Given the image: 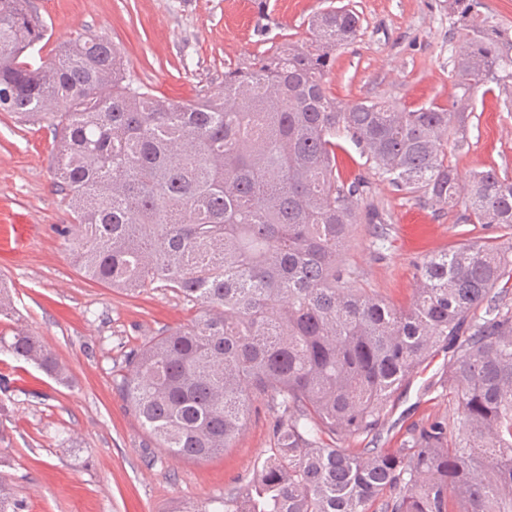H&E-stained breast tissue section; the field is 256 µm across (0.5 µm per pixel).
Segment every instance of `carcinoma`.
<instances>
[{"mask_svg":"<svg viewBox=\"0 0 512 512\" xmlns=\"http://www.w3.org/2000/svg\"><path fill=\"white\" fill-rule=\"evenodd\" d=\"M455 93L408 110L345 103L326 78L356 39L347 6L317 12L306 46L224 70V87L172 101L126 80L120 47L79 35L49 60L32 0H0V112L47 120L54 185L73 223L63 244L84 274L135 292L156 284L202 314L146 342L120 369L141 425L168 453L202 461L232 447L250 403L284 420L244 486L190 512H512V247L468 240L428 260L400 308L354 286L343 263L363 186L336 178L351 140L400 192L458 204L448 159L486 80L512 83V35L487 29L473 0ZM461 220L512 227V176L473 173ZM0 347L64 383L56 355L16 328ZM448 350L455 423L437 418L403 447L340 444L380 427L393 394ZM0 512H17L0 474Z\"/></svg>","mask_w":512,"mask_h":512,"instance_id":"cac0c4a2","label":"carcinoma"}]
</instances>
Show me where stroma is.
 <instances>
[{"label": "stroma", "instance_id": "35a3bbf8", "mask_svg": "<svg viewBox=\"0 0 512 512\" xmlns=\"http://www.w3.org/2000/svg\"><path fill=\"white\" fill-rule=\"evenodd\" d=\"M47 27V48L84 32L122 49L128 79L155 96L182 100L224 84V70L291 43L308 44L310 16L348 6L357 39L337 51L328 76L344 102L385 98L414 109L447 104L461 50L448 0H32ZM465 151H449L461 181L493 167L512 175V86L476 96ZM53 131L0 112V226L26 234L0 252V291L12 306L0 333L38 336L65 368L59 383L0 350V472L19 512H184L245 485L276 443L281 414L253 401L244 432L224 453L201 462L159 448L131 411L115 378L130 353L186 325L199 310L164 288L127 293L90 280L58 231L71 221L54 190ZM343 180L362 179L344 256L356 287L409 305L423 263L466 240L512 245V228L465 224L393 191L351 141L336 157ZM448 355L436 351L386 407L377 434L357 448H397L438 417L456 418L448 394Z\"/></svg>", "mask_w": 512, "mask_h": 512}]
</instances>
